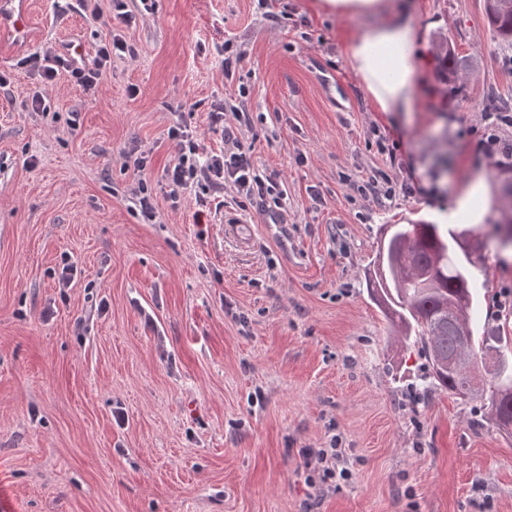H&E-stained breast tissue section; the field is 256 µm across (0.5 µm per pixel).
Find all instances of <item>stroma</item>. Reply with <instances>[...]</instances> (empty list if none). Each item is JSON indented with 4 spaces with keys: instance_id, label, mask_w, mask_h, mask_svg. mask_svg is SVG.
<instances>
[{
    "instance_id": "1",
    "label": "stroma",
    "mask_w": 512,
    "mask_h": 512,
    "mask_svg": "<svg viewBox=\"0 0 512 512\" xmlns=\"http://www.w3.org/2000/svg\"><path fill=\"white\" fill-rule=\"evenodd\" d=\"M316 2L128 0L135 56L91 94L60 73L43 112L29 107L32 55L73 43L93 62L102 21L80 0H30L27 44L0 43V512H512V431L488 398L428 389L426 358L365 281L389 225L447 223L477 178L475 331L512 311L503 166L478 146L487 132L512 142V45L484 0H412L433 96L379 112L345 53L362 20ZM442 42L466 78L447 76ZM230 97L250 114L238 136L253 162L287 190L235 209L246 248L196 223L193 199L171 207L163 179L179 113L216 151L207 109ZM132 146L148 158L150 219ZM377 167L422 193L364 198ZM275 209L284 242L267 230ZM333 439L352 476L311 499L301 451Z\"/></svg>"
}]
</instances>
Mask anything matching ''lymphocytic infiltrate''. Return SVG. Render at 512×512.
<instances>
[{
  "instance_id": "obj_1",
  "label": "lymphocytic infiltrate",
  "mask_w": 512,
  "mask_h": 512,
  "mask_svg": "<svg viewBox=\"0 0 512 512\" xmlns=\"http://www.w3.org/2000/svg\"><path fill=\"white\" fill-rule=\"evenodd\" d=\"M112 10V22L106 27L93 64L76 65L74 60L52 48L32 57L33 71L41 83L54 81L64 70L76 85L91 91L106 77L113 58L134 54L135 49L128 43L124 30L131 27L136 18L126 10L124 0H112ZM230 116L235 119L231 125L226 122ZM207 119L210 130L220 134L224 142L223 149L216 152L201 151L185 118H178L167 130V138L176 150L175 161L164 174L168 200L176 205L187 194H194L197 212L202 215L210 210L213 196L223 192L228 184L235 190L234 203L241 207L264 204L270 196L285 199L287 191L279 174L256 168L239 140L238 127L250 123L245 106L216 100L210 105ZM342 459L343 451L336 447L308 450L303 461L305 485L313 488L320 483L349 478V471L341 466Z\"/></svg>"
}]
</instances>
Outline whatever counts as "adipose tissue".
<instances>
[{
    "mask_svg": "<svg viewBox=\"0 0 512 512\" xmlns=\"http://www.w3.org/2000/svg\"><path fill=\"white\" fill-rule=\"evenodd\" d=\"M342 18L364 19L347 43V58L361 86L381 112H408L421 91L419 79L430 58L422 52L413 12L395 0H322Z\"/></svg>",
    "mask_w": 512,
    "mask_h": 512,
    "instance_id": "ef3b65f1",
    "label": "adipose tissue"
}]
</instances>
